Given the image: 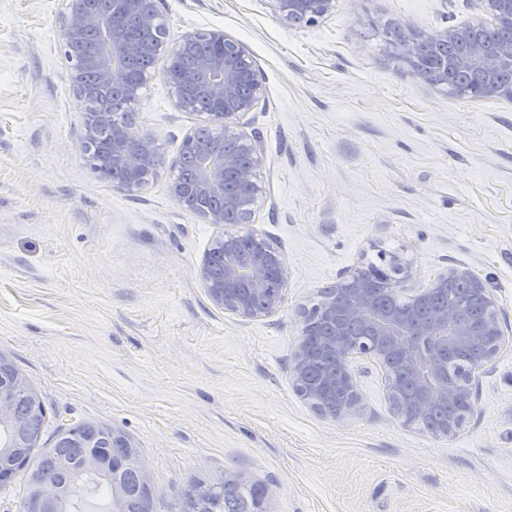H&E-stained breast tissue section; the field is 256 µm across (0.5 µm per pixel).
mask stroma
I'll list each match as a JSON object with an SVG mask.
<instances>
[{
  "label": "stroma",
  "instance_id": "35a3bbf8",
  "mask_svg": "<svg viewBox=\"0 0 512 512\" xmlns=\"http://www.w3.org/2000/svg\"><path fill=\"white\" fill-rule=\"evenodd\" d=\"M157 5L171 35L222 29L262 73L254 228L287 260L288 299L252 320L210 302L197 270L220 229L170 195L197 120L173 106L165 62L134 110L166 165L130 195L84 157L62 0H0V352L39 394L43 444L79 421L123 431L154 512L227 472L267 486L269 512H512V348L450 440L395 419L375 361L343 420L291 380L300 308L382 252L410 261L412 288L469 267L512 326V100L419 80L385 35L396 19L445 31L479 0H336L312 25L265 0Z\"/></svg>",
  "mask_w": 512,
  "mask_h": 512
}]
</instances>
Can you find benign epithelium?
I'll return each mask as SVG.
<instances>
[{
    "label": "benign epithelium",
    "instance_id": "obj_1",
    "mask_svg": "<svg viewBox=\"0 0 512 512\" xmlns=\"http://www.w3.org/2000/svg\"><path fill=\"white\" fill-rule=\"evenodd\" d=\"M273 14L286 22L316 23L336 7V0H266ZM148 0H119L121 10L138 17L157 32L152 57L167 61L166 82L174 106L198 117L200 126L216 131L206 145H196L190 134L186 145L196 154L197 181L188 187L174 179L170 193L178 203L184 195L218 198L220 209L201 208L197 214L222 228L198 269V276L212 303L231 314L256 319L275 313L288 291V266L279 248L257 231H238L224 223L234 213L237 224L255 223L256 204L264 193L260 170L264 143L255 134L241 130L244 117L263 94V81L246 48L222 29L185 31L178 37L170 31L158 10L146 8ZM482 15L441 34H429L402 21L392 22L404 58L413 74L437 86L447 76L426 71L419 49L423 45L459 43L463 51L450 64L459 70L480 73L488 79L512 69V42L488 49L476 39L482 29L497 24L512 25V0H481ZM70 80L84 111L83 152L87 163L99 168L106 158L124 168L128 177L117 188L128 194L139 191L146 172L157 173L162 158L154 137L121 119L108 99L87 105L92 95L84 89L85 74L93 71L104 85L124 81L123 60L140 52L136 39L120 33L112 19L93 7V0H65L60 27ZM88 32L99 35L105 52L81 59L75 46ZM204 38L218 51L197 59L194 78L209 94L215 109L201 111L186 91L187 76L172 65L184 45ZM153 72L146 70L129 87L133 103L141 101ZM112 131L111 142L98 146L101 127ZM408 264L398 255H384L372 268L348 270L327 290L319 303L301 312V336L295 351L292 378L297 393L321 415L333 420L351 417L360 407L354 383L353 363L381 359L386 355L404 371L415 395H403L388 363L385 390L390 411L408 428L422 427L444 439L456 437L473 409L475 386L485 368L512 343L507 337L496 295L487 282L463 266L442 272L432 285L406 298L397 309L381 306L379 293L395 296L410 279ZM475 354V359L448 371V352ZM321 356L335 361L336 371L312 384L306 377L308 364ZM56 490L32 486L31 512H55Z\"/></svg>",
    "mask_w": 512,
    "mask_h": 512
}]
</instances>
